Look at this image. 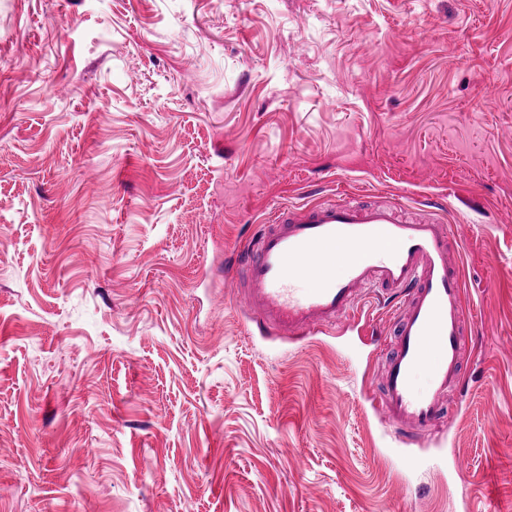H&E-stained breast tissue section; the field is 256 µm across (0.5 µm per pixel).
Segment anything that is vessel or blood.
I'll use <instances>...</instances> for the list:
<instances>
[{"label":"vessel or blood","mask_w":512,"mask_h":512,"mask_svg":"<svg viewBox=\"0 0 512 512\" xmlns=\"http://www.w3.org/2000/svg\"><path fill=\"white\" fill-rule=\"evenodd\" d=\"M398 209L347 198L280 207L226 261L224 280L262 334L307 335L365 318L367 294L385 299L395 329L371 407L404 440L445 419L449 386L463 384L469 319L443 217L406 221ZM305 277L314 286L303 291Z\"/></svg>","instance_id":"vessel-or-blood-1"}]
</instances>
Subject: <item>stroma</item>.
<instances>
[{"label":"stroma","instance_id":"obj_1","mask_svg":"<svg viewBox=\"0 0 512 512\" xmlns=\"http://www.w3.org/2000/svg\"><path fill=\"white\" fill-rule=\"evenodd\" d=\"M445 214L454 424L375 326L253 331L278 206ZM0 512H512V0H0Z\"/></svg>","mask_w":512,"mask_h":512}]
</instances>
